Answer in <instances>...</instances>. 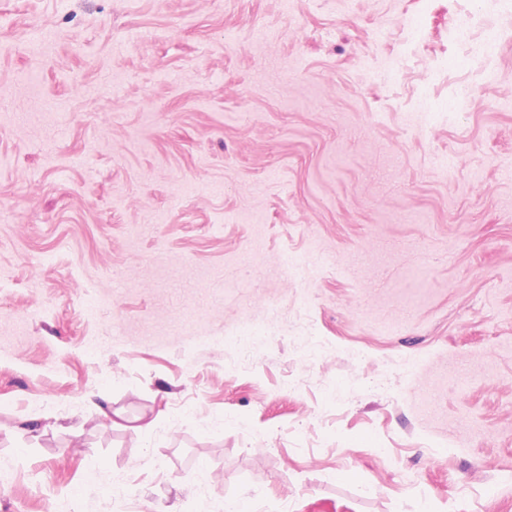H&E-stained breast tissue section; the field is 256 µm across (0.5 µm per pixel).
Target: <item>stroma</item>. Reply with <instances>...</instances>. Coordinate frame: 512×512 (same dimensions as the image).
Masks as SVG:
<instances>
[{
	"label": "stroma",
	"mask_w": 512,
	"mask_h": 512,
	"mask_svg": "<svg viewBox=\"0 0 512 512\" xmlns=\"http://www.w3.org/2000/svg\"><path fill=\"white\" fill-rule=\"evenodd\" d=\"M471 4L0 0V512H512Z\"/></svg>",
	"instance_id": "stroma-1"
}]
</instances>
